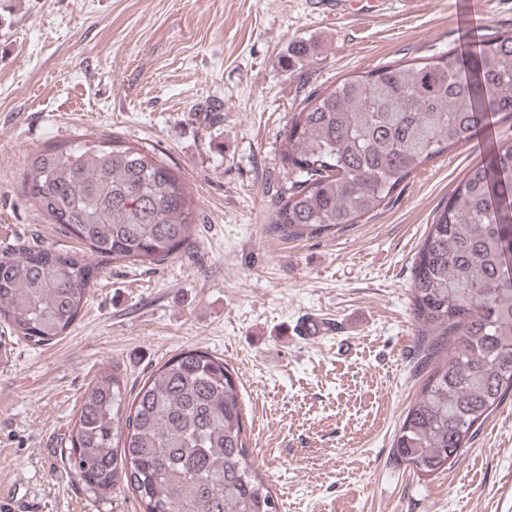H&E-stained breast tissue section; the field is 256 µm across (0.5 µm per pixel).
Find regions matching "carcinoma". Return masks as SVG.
Segmentation results:
<instances>
[{
  "instance_id": "carcinoma-1",
  "label": "carcinoma",
  "mask_w": 512,
  "mask_h": 512,
  "mask_svg": "<svg viewBox=\"0 0 512 512\" xmlns=\"http://www.w3.org/2000/svg\"><path fill=\"white\" fill-rule=\"evenodd\" d=\"M512 118V30L453 55L385 63L303 98L281 140L289 186L272 219L288 238L334 233L379 207L420 166ZM24 191L77 245L22 241L0 253V321L49 344L74 324L115 262L154 264L188 247L198 224L178 168L114 138L46 144ZM418 346L429 368L393 444L423 476L458 462L512 394V138L491 140L435 216L412 266ZM236 374L183 349L126 404L120 368L85 391L66 461L94 495L127 489L142 512H276L247 460Z\"/></svg>"
}]
</instances>
